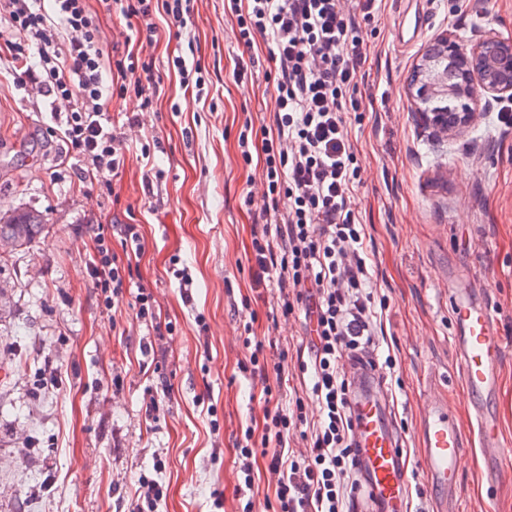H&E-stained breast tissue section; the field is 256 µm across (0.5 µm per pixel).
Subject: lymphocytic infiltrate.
<instances>
[{
  "label": "lymphocytic infiltrate",
  "instance_id": "1",
  "mask_svg": "<svg viewBox=\"0 0 512 512\" xmlns=\"http://www.w3.org/2000/svg\"><path fill=\"white\" fill-rule=\"evenodd\" d=\"M378 0H227L236 19L238 40L252 46L263 39L277 65L272 123L245 124L238 136L243 160H250L249 135L260 132L264 152V223L253 225L248 257L255 285H272V317L302 311L312 370L311 395L318 407L309 416L303 397L293 408L280 403L287 351L269 362L264 342L245 337L241 363L250 376L275 374L276 387H264L262 432L248 428L236 440L245 487L255 482L250 460L257 450L272 449L276 474L272 512H356L351 374L377 367L372 297L367 290L365 229L355 217L352 191L359 178L357 158L344 131L342 113L365 73L367 45L362 22L374 19ZM21 42L7 45L39 96L50 99L69 155L84 162L85 178L110 185L124 164L120 140L108 104L113 95L134 87L146 90L134 54L113 66L117 85L103 79L104 50L100 14L122 13L145 23L153 39L156 10L183 20L188 0H0ZM67 48H60L61 39ZM287 210H280V198ZM95 259L89 275L104 305L123 298L131 286L132 267L144 239L133 224H96ZM120 237L125 258L112 250ZM306 442L303 452L288 450L291 431Z\"/></svg>",
  "mask_w": 512,
  "mask_h": 512
}]
</instances>
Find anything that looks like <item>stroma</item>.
Returning a JSON list of instances; mask_svg holds the SVG:
<instances>
[{
	"label": "stroma",
	"instance_id": "35a3bbf8",
	"mask_svg": "<svg viewBox=\"0 0 512 512\" xmlns=\"http://www.w3.org/2000/svg\"><path fill=\"white\" fill-rule=\"evenodd\" d=\"M186 24L157 14L150 43L134 41L118 14L101 16L104 50L130 46L148 66L135 93L110 110L126 163L111 186L81 179L51 115L49 99L24 91L0 58V210L46 212L41 235L0 254V512H129L140 476L163 485L156 512H265L277 477L253 457L257 478L240 485L241 427H263L261 379L238 369L245 323L269 341L268 358L305 339L302 315L271 323L272 291L250 288L251 227L263 223L260 149L244 163L238 135L273 104L274 65L263 42L237 40L224 0H192ZM370 47L359 111L347 132L360 166L354 193L365 226L380 354L394 362L386 391L408 459V512H438L422 465L421 424L433 399L447 402L466 431L455 512H512V479L489 483L451 341L448 291L474 289L491 306L504 343L493 399L512 438V126L502 98L481 102L469 128L448 133L424 121L408 93L428 48L468 47L487 34L512 39V0H382L367 26ZM197 61L203 93L168 70ZM246 65L244 79L232 73ZM137 126H127L130 115ZM160 141L163 174L145 192L142 146ZM252 204H245V197ZM137 224L145 241L134 282L154 294L152 337L132 295L106 310L87 269L92 225ZM188 268L191 299L175 270ZM62 382L46 385L48 367ZM159 409L146 414L149 400ZM161 469H154V459ZM221 492L222 508L213 504Z\"/></svg>",
	"mask_w": 512,
	"mask_h": 512
}]
</instances>
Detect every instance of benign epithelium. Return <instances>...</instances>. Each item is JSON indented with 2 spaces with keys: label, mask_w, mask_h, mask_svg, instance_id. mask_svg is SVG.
<instances>
[{
  "label": "benign epithelium",
  "mask_w": 512,
  "mask_h": 512,
  "mask_svg": "<svg viewBox=\"0 0 512 512\" xmlns=\"http://www.w3.org/2000/svg\"><path fill=\"white\" fill-rule=\"evenodd\" d=\"M442 57L459 71L458 84L448 85L446 70L425 61L417 65L409 85L411 95L422 103L456 102L453 112L445 106L423 109L430 125L448 132L460 131L470 126L479 111L481 96L512 95V40L490 36L469 48L446 42Z\"/></svg>",
  "instance_id": "1"
}]
</instances>
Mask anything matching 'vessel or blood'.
<instances>
[{"mask_svg":"<svg viewBox=\"0 0 512 512\" xmlns=\"http://www.w3.org/2000/svg\"><path fill=\"white\" fill-rule=\"evenodd\" d=\"M448 303L454 327L452 345L476 420L486 477L495 482L504 473L507 443L497 413L487 400L499 385L503 343L490 305L472 289H449ZM381 390L379 379L366 377L353 391L359 482L369 512H407V462ZM463 437L464 431L449 414L447 403L431 401L421 427L423 465L432 491L444 503L456 500L460 492Z\"/></svg>","mask_w":512,"mask_h":512,"instance_id":"b4317fda","label":"vessel or blood"}]
</instances>
